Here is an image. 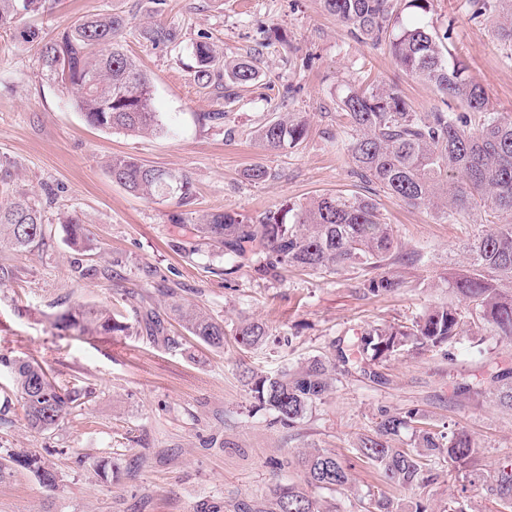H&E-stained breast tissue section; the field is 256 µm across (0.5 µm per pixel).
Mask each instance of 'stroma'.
<instances>
[{"instance_id": "1", "label": "stroma", "mask_w": 512, "mask_h": 512, "mask_svg": "<svg viewBox=\"0 0 512 512\" xmlns=\"http://www.w3.org/2000/svg\"><path fill=\"white\" fill-rule=\"evenodd\" d=\"M147 6L148 0H57L23 23L47 34L94 13L119 12L137 23ZM158 19L177 30L179 44L155 48L135 35L126 44L152 82L164 125L147 137L87 125L70 93L43 75L34 48L0 32V160L18 173L15 186H0V197L16 186L40 198L53 195L44 205L52 227L46 244L23 254L0 248V263L18 276L0 288V354L38 360L93 392L56 430L41 433L27 426L11 376L0 372V454L40 456L58 475L48 487L15 469L0 482V512H237L239 503L269 499L281 480H299L290 463L310 448L334 451L353 475L348 489L317 492L324 507L362 512L384 494L399 512H411L419 501L439 512L459 494L472 512H496L487 486L495 469L512 460V411L495 400L491 377L512 369V342L476 336L447 359L404 356L381 366L382 385L338 373L334 391L289 430L258 408L243 382L244 371L276 374L332 354L334 341L379 324L410 323L426 307L453 300L446 279L465 265L464 246L481 230L480 215L448 223L430 208L406 206L360 182L350 173L344 121L336 115L344 85L363 75L398 86L420 112L438 105V94L401 71L386 47L354 39L322 0H167ZM428 21L453 27L455 55L495 110L512 114V64L503 58L494 22L471 21L457 0H433ZM202 35L224 57L259 56V78L239 87L195 82L188 48ZM207 112L226 118L207 121ZM287 113L305 116L306 137L295 148L267 150L258 129ZM110 155L186 174L195 189L188 210L196 214L233 209L255 217L286 201L358 192L376 200L399 250L426 258L414 267L391 264L404 286L382 297L363 295L364 274L352 268L327 276L291 268L262 279L251 264L230 268L191 225L175 223L174 202L143 199L113 182L102 166ZM253 165L268 168L270 178L247 182L243 173ZM63 211L77 212L88 229L84 250L67 245L57 223ZM77 261L96 275L75 276ZM169 290L228 327L241 316L261 320L267 343L246 351L229 338L223 350L208 349L170 313ZM143 301L164 319L168 342L79 336L50 324L63 303H94L130 319ZM461 384L473 393L458 394ZM414 406L436 424L465 427L477 448L466 470L448 468L427 487L397 491L358 459L356 443L380 410ZM108 456L119 470L105 481L96 465Z\"/></svg>"}]
</instances>
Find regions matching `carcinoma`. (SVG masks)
Masks as SVG:
<instances>
[{"label": "carcinoma", "mask_w": 512, "mask_h": 512, "mask_svg": "<svg viewBox=\"0 0 512 512\" xmlns=\"http://www.w3.org/2000/svg\"><path fill=\"white\" fill-rule=\"evenodd\" d=\"M432 0H323L324 8L359 42L385 45L394 63L414 78L432 85L441 105L418 112L395 86L363 84L355 78L338 97L346 120L345 147L351 174L371 183L409 207L430 206L450 223L480 211L485 225L465 250L469 261L447 278L448 287L465 301L434 305L407 325L383 324L355 338L352 351L335 345V354L315 356L274 376L251 373L246 381L255 403L271 411L275 423L291 429L335 387L339 366H349L365 379L380 380L363 364L388 361L404 352L424 354L450 348L468 335L467 320L480 323L493 336L512 341V116L488 109L485 89L468 74L464 62L449 49L452 28L439 30L421 21ZM54 0H0V29L13 28L21 45L37 43L42 69L53 81L76 91L72 105L92 127L147 135L163 129L153 107L152 85L146 72L123 47L131 20L114 13L91 14L49 37L13 26L22 16L52 9ZM473 20L495 15L498 32L512 51V0H463ZM140 39L157 47L179 42V34L162 23L137 27ZM197 67L194 80L208 85L217 65L224 80L248 85L259 74L258 61L219 57L214 44L197 41L190 47ZM464 111L457 112L452 103ZM307 134L300 118L278 116L262 126L257 136L271 150L297 146ZM112 180L145 199L165 198L183 206L192 197L188 176L157 169L135 158L112 156L105 161ZM176 222L193 225L196 235L224 249V257L251 262L261 278L276 277L287 268L317 274H335L341 268L365 272L393 260L415 266L423 254L395 253L397 242L375 201L357 194L325 193L298 207L285 202L253 219L234 210H218ZM68 242L80 247L88 230L75 211L58 217ZM49 233L41 204L24 193L0 200V247L30 253L42 246ZM404 284L401 276L385 272L364 280L363 295L394 293ZM169 309L186 332L198 342L224 348L227 335L249 350L268 338L263 323L241 318L231 330L206 311L176 299ZM137 333L165 332L155 312L137 313ZM53 326L80 336L130 335L131 325L120 313L95 305L67 306L55 314ZM10 372L28 426L52 431L91 391L78 388L50 373L37 361L0 356V369ZM411 431L413 442L398 448L394 441ZM476 443L462 428L436 429L426 411L408 408L381 411L375 428L358 438V459L375 470L383 482L398 490H413L433 482L442 468L468 467ZM303 482L336 492L351 483L347 466L331 451L315 448L298 460ZM21 467L47 486L56 473L41 458L14 452L0 462V480ZM503 512H512V462L499 466L489 488ZM251 512H324L318 499L297 483L278 484L269 505Z\"/></svg>", "instance_id": "cac0c4a2"}]
</instances>
